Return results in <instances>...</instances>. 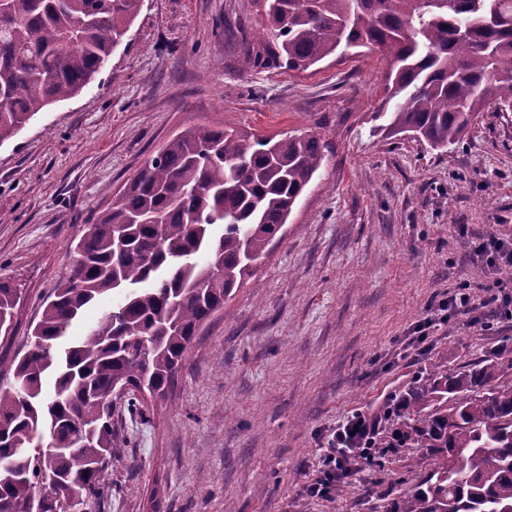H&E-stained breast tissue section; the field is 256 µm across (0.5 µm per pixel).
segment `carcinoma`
Masks as SVG:
<instances>
[{
  "label": "carcinoma",
  "mask_w": 512,
  "mask_h": 512,
  "mask_svg": "<svg viewBox=\"0 0 512 512\" xmlns=\"http://www.w3.org/2000/svg\"><path fill=\"white\" fill-rule=\"evenodd\" d=\"M262 34L243 67L306 71L352 47L379 53L387 130L433 149L459 143L485 107L512 110V0H256ZM142 0H7L0 14V145L74 97L108 63ZM324 160L315 132L277 137L186 128L112 196L74 246L27 351L0 384V512L106 498L112 393L128 409L166 398L199 329L252 278ZM224 265L216 282L212 268ZM119 297L79 343L71 325ZM19 289L0 281V330ZM512 355L435 365L401 428L433 468L389 512H512ZM52 448L39 450L38 441Z\"/></svg>",
  "instance_id": "cac0c4a2"
}]
</instances>
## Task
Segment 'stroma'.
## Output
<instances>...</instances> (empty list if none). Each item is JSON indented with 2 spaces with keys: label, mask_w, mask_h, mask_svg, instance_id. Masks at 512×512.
Listing matches in <instances>:
<instances>
[{
  "label": "stroma",
  "mask_w": 512,
  "mask_h": 512,
  "mask_svg": "<svg viewBox=\"0 0 512 512\" xmlns=\"http://www.w3.org/2000/svg\"><path fill=\"white\" fill-rule=\"evenodd\" d=\"M253 0H143L109 65L0 144V280L20 288L0 360L24 349L69 272L71 243L167 140L192 126L312 129L324 164L247 281L199 331L167 399L147 416L118 400L101 512H386L431 469L390 449L328 499L302 492L351 411L415 390L414 372L512 348L487 306L481 238L512 241V112H482L443 150L386 129L377 54L307 71H243ZM469 288L476 309L416 326Z\"/></svg>",
  "instance_id": "35a3bbf8"
}]
</instances>
